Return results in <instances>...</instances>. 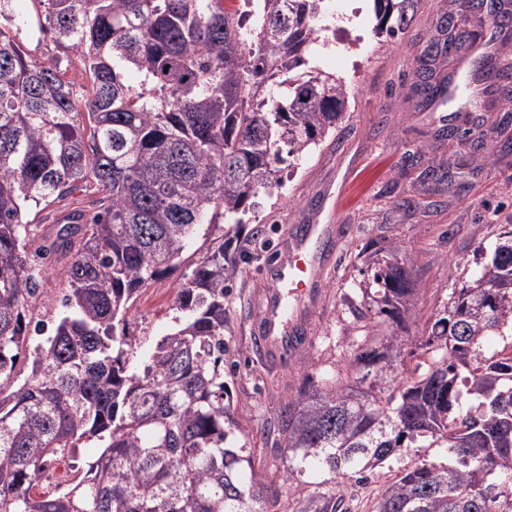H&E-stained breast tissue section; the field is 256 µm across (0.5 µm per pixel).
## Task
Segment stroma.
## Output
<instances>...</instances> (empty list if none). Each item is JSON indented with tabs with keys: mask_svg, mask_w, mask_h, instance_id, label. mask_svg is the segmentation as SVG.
Listing matches in <instances>:
<instances>
[{
	"mask_svg": "<svg viewBox=\"0 0 512 512\" xmlns=\"http://www.w3.org/2000/svg\"><path fill=\"white\" fill-rule=\"evenodd\" d=\"M455 8L454 0H420L406 34L382 42L374 33V0H326L318 31L324 46L314 64L350 83V119L299 159L278 193L260 196L239 235L250 260L234 281L225 330L237 357L228 378L236 416L260 449L265 475L281 489L298 488L303 498L313 485L289 474L281 455L263 448V436L308 377L347 367L367 343L353 312L370 306L366 288L373 262L392 256L413 261L417 310L425 318L447 305L453 289L477 278L503 233L512 231V157L500 160L466 148L454 152L436 136L453 123L467 137L501 144L512 137V94L488 91L485 112L467 122L448 106L421 102L413 89L417 56L443 43L440 21ZM449 159L465 190L422 182L423 169ZM318 207L326 223L340 225L342 232L323 275V300L306 312L313 342L297 363L262 359L255 342L256 303L270 286L268 264L281 257L289 228ZM191 269L183 263L132 307L129 332L141 347L167 332L175 288ZM447 459V448L420 438L371 471L366 483L337 478L336 492L346 512H372L404 469Z\"/></svg>",
	"mask_w": 512,
	"mask_h": 512,
	"instance_id": "35a3bbf8",
	"label": "stroma"
}]
</instances>
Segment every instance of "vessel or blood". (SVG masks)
Listing matches in <instances>:
<instances>
[{
	"label": "vessel or blood",
	"mask_w": 512,
	"mask_h": 512,
	"mask_svg": "<svg viewBox=\"0 0 512 512\" xmlns=\"http://www.w3.org/2000/svg\"><path fill=\"white\" fill-rule=\"evenodd\" d=\"M334 225L324 223L321 214H313L309 223L299 225L283 243L285 259L274 263V288L260 309L263 332L258 338L263 357L297 356L295 336L301 320V306L317 301L320 259Z\"/></svg>",
	"instance_id": "vessel-or-blood-1"
}]
</instances>
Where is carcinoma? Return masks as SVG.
I'll return each mask as SVG.
<instances>
[{"label": "carcinoma", "mask_w": 512, "mask_h": 512, "mask_svg": "<svg viewBox=\"0 0 512 512\" xmlns=\"http://www.w3.org/2000/svg\"><path fill=\"white\" fill-rule=\"evenodd\" d=\"M13 2L0 0V512H288L290 494L265 481L261 459L226 447L244 429L224 381V303L239 273L229 245L256 198L344 117L348 83L307 59L325 0H257L245 13L228 0H30L27 13ZM419 2L374 0L375 33L405 34ZM467 10L460 0L450 41L476 39ZM30 35L57 53L31 56ZM73 63L88 75L79 88L61 76ZM483 78L507 90L512 65L492 61ZM80 187L99 194L93 211L65 212L55 232L28 220ZM205 224L224 233L180 280L170 331L137 353L128 313ZM407 265L386 260L372 275L370 328L392 329L344 376L285 402L265 443L326 483L429 435L447 443L448 463L404 470L374 512H512V355L483 353L486 337L512 336V232L434 314L419 346L428 368L382 398L362 384L393 376L417 324ZM50 269L63 311L33 346ZM463 390L477 406L461 405ZM89 443L99 452L82 475L31 495L53 461ZM339 506L318 492L296 512Z\"/></svg>", "instance_id": "1"}]
</instances>
